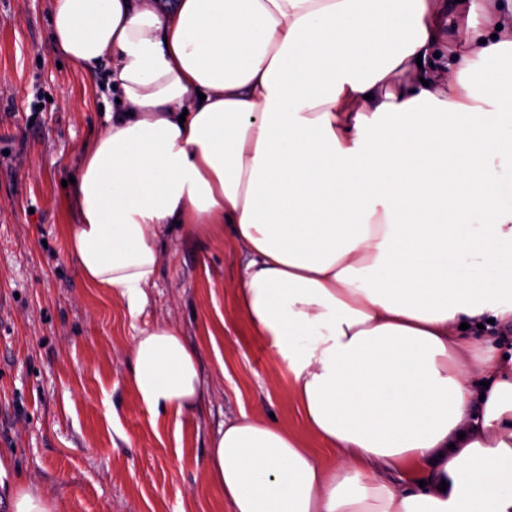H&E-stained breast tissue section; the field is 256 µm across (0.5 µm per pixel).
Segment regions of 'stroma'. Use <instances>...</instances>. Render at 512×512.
Here are the masks:
<instances>
[{
  "label": "stroma",
  "instance_id": "1",
  "mask_svg": "<svg viewBox=\"0 0 512 512\" xmlns=\"http://www.w3.org/2000/svg\"><path fill=\"white\" fill-rule=\"evenodd\" d=\"M51 0H0V505L25 489L55 512H230L206 486L223 419L274 418L302 432L287 375L236 308L230 235L163 233L138 317L90 287L69 255L77 213L63 182L113 103L102 73L62 63ZM172 323L196 348L205 399L152 416L130 380L138 328Z\"/></svg>",
  "mask_w": 512,
  "mask_h": 512
}]
</instances>
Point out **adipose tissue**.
Returning a JSON list of instances; mask_svg holds the SVG:
<instances>
[{
    "label": "adipose tissue",
    "instance_id": "1",
    "mask_svg": "<svg viewBox=\"0 0 512 512\" xmlns=\"http://www.w3.org/2000/svg\"><path fill=\"white\" fill-rule=\"evenodd\" d=\"M480 10L448 35L446 0H51L55 52L120 98L72 186L83 279L138 315L167 225L230 229L288 373L305 435L210 441L231 512H512V0ZM130 358L150 413L199 407L177 327Z\"/></svg>",
    "mask_w": 512,
    "mask_h": 512
}]
</instances>
